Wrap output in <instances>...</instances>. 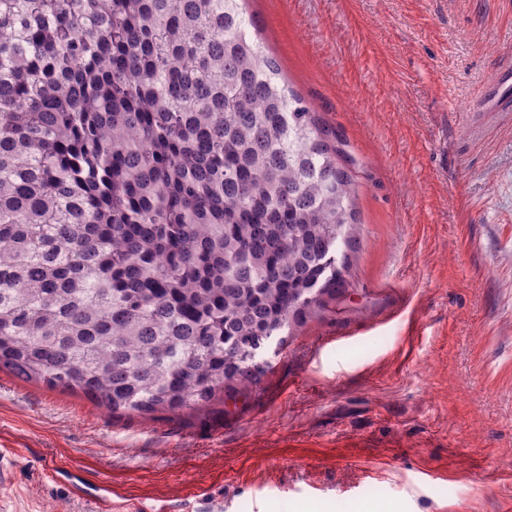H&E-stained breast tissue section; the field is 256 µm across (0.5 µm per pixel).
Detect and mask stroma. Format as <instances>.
I'll use <instances>...</instances> for the list:
<instances>
[{
  "label": "stroma",
  "instance_id": "1",
  "mask_svg": "<svg viewBox=\"0 0 512 512\" xmlns=\"http://www.w3.org/2000/svg\"><path fill=\"white\" fill-rule=\"evenodd\" d=\"M345 139L348 285L180 413L0 370V512H512V0H247Z\"/></svg>",
  "mask_w": 512,
  "mask_h": 512
}]
</instances>
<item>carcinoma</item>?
Wrapping results in <instances>:
<instances>
[{
	"label": "carcinoma",
	"mask_w": 512,
	"mask_h": 512,
	"mask_svg": "<svg viewBox=\"0 0 512 512\" xmlns=\"http://www.w3.org/2000/svg\"><path fill=\"white\" fill-rule=\"evenodd\" d=\"M244 0H0V369L202 407L346 287L344 142Z\"/></svg>",
	"instance_id": "cac0c4a2"
}]
</instances>
